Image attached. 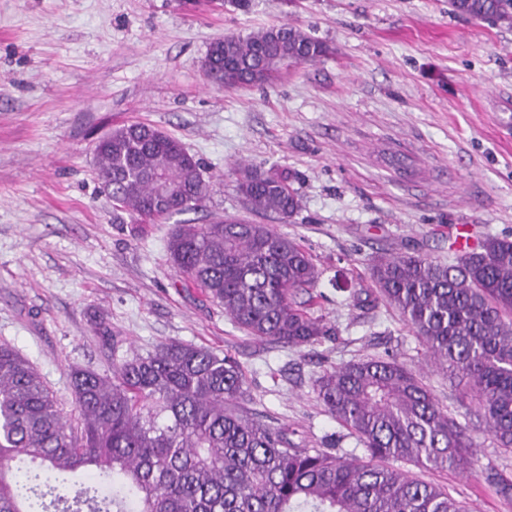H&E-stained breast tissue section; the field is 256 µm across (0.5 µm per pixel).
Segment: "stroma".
I'll use <instances>...</instances> for the list:
<instances>
[{
  "mask_svg": "<svg viewBox=\"0 0 512 512\" xmlns=\"http://www.w3.org/2000/svg\"><path fill=\"white\" fill-rule=\"evenodd\" d=\"M292 22L325 42L320 60L271 83L220 91L210 43ZM147 122L178 138L211 181L202 209L135 224L96 174L95 144ZM291 176L300 199L281 226L320 276L313 316L336 334L289 348L248 336L167 260L173 225L236 215L240 165ZM512 237V30L454 13L449 0H0V343L40 372L60 407L72 368L111 374L132 349L176 339L231 352L245 410L309 448L362 456L325 413L315 379L391 353L467 424L472 464L410 476L470 512H512V450L478 418L467 380L437 365L386 303L354 306L368 260H451L459 231Z\"/></svg>",
  "mask_w": 512,
  "mask_h": 512,
  "instance_id": "obj_1",
  "label": "stroma"
}]
</instances>
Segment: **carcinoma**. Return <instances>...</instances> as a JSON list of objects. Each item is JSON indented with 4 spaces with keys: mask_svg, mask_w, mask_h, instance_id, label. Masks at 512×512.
<instances>
[{
    "mask_svg": "<svg viewBox=\"0 0 512 512\" xmlns=\"http://www.w3.org/2000/svg\"><path fill=\"white\" fill-rule=\"evenodd\" d=\"M469 19L512 29V0H451ZM330 51L283 22L208 48L217 90L261 86L284 66ZM98 176L112 206L137 223H164L204 207L210 192L198 161L146 122L112 129L95 145ZM251 209L294 223L291 178L237 170ZM177 272L202 288L248 335L287 347L333 335L297 294L319 273L296 240L268 224L213 216L178 224L167 242ZM380 301L442 364L473 382L488 432L512 449V240L487 236L445 263L420 254L370 260L358 307ZM74 413L65 412L34 365L0 344V512H467L447 489L387 461L422 467L470 464L475 444L430 388L394 355L324 371L314 391L324 411L354 436L365 458L296 448L288 429L247 416L245 376L228 353L168 340L135 351L112 375L74 368ZM31 466H19L21 461ZM85 469L92 483L45 503L60 475Z\"/></svg>",
    "mask_w": 512,
    "mask_h": 512,
    "instance_id": "obj_1",
    "label": "carcinoma"
}]
</instances>
